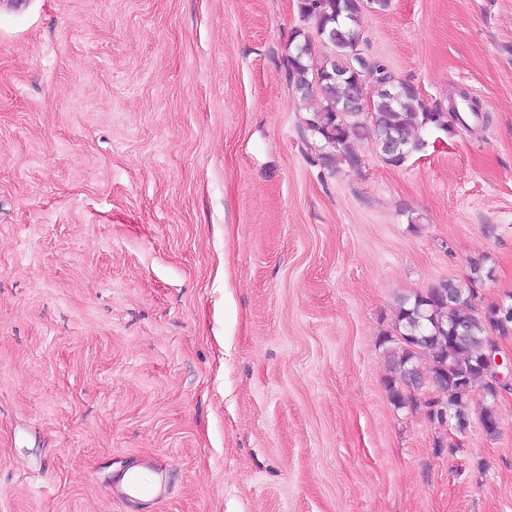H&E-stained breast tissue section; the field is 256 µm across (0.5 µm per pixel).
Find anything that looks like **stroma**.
Here are the masks:
<instances>
[{"label":"stroma","instance_id":"1","mask_svg":"<svg viewBox=\"0 0 512 512\" xmlns=\"http://www.w3.org/2000/svg\"><path fill=\"white\" fill-rule=\"evenodd\" d=\"M0 0V512H512L500 433L394 406L400 296L512 295V0H391L358 51L428 105L325 161L298 0ZM162 491L123 497L117 472Z\"/></svg>","mask_w":512,"mask_h":512}]
</instances>
